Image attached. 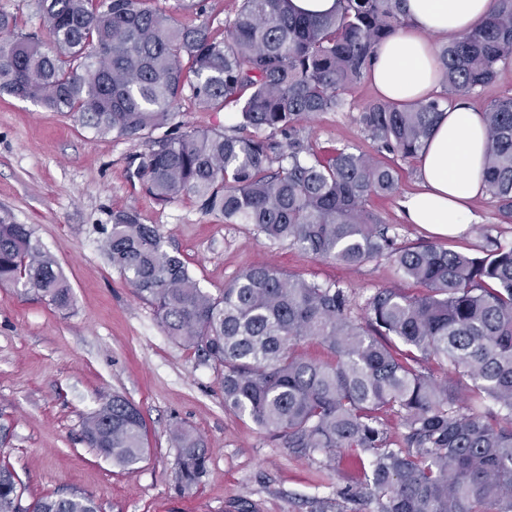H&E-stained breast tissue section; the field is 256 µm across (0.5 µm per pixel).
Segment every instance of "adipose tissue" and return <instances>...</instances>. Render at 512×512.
Masks as SVG:
<instances>
[{
	"label": "adipose tissue",
	"mask_w": 512,
	"mask_h": 512,
	"mask_svg": "<svg viewBox=\"0 0 512 512\" xmlns=\"http://www.w3.org/2000/svg\"><path fill=\"white\" fill-rule=\"evenodd\" d=\"M409 25L381 43L369 76L382 100L404 104L433 98L437 66L432 37L458 38L488 14L490 0H404ZM486 131L481 113L449 107L418 156L421 191L402 206L413 224L448 236L470 224L469 200L484 195Z\"/></svg>",
	"instance_id": "1"
}]
</instances>
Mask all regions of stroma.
Instances as JSON below:
<instances>
[{"label": "stroma", "instance_id": "stroma-1", "mask_svg": "<svg viewBox=\"0 0 512 512\" xmlns=\"http://www.w3.org/2000/svg\"><path fill=\"white\" fill-rule=\"evenodd\" d=\"M344 98L341 110L304 123L300 138L327 151H371L359 122L377 99L370 82ZM144 150V141L103 138L70 115L0 97V214L31 228L75 299L73 309L61 312L0 285V460L19 480L26 505L44 495L81 494L100 512H321L346 483L350 453L332 469L320 453L291 456L251 421L226 411L217 369L167 336L152 305L99 251V228L111 223L113 211H137L143 223L159 226L167 249L213 293L249 265L336 283L360 305L379 288L416 285L383 257L346 267L271 243L252 225L202 214L188 198L156 201L129 176L131 159ZM390 161L398 192L368 205L391 226L397 244L434 240L483 256L512 243V223L501 220L489 194L471 202L473 221L461 234L437 238L407 223L400 201L419 188L417 162L397 155ZM112 394L133 403L148 430L147 453L129 472L83 439L84 418ZM177 425L192 428L208 449L206 473L189 490L181 487L179 451L169 437Z\"/></svg>", "mask_w": 512, "mask_h": 512}]
</instances>
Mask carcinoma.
<instances>
[{"mask_svg":"<svg viewBox=\"0 0 512 512\" xmlns=\"http://www.w3.org/2000/svg\"><path fill=\"white\" fill-rule=\"evenodd\" d=\"M155 2L37 0L48 46L0 13V93L65 112L101 136L139 140L163 128L132 171L156 199L191 198L205 215L348 267L385 256L420 291L379 288L357 317L344 289L260 265L213 294L134 210L101 225L107 262L172 340L219 369L226 410L295 457L358 453L339 491L352 512L371 504V512H512V245L483 257L432 242L398 247L367 208L371 197L397 191L379 156L417 158L443 112L512 60V0H491L479 27L438 50L444 96L373 102L360 123L374 153L323 155L296 137L297 125L342 109L377 47L407 25L403 0H338L315 18L294 13L290 0H241L222 31L178 20ZM187 103L234 106L236 123L229 133L185 127L177 117ZM483 119L488 191L511 223L512 96L491 99ZM0 284L59 311L74 305L54 258L6 213ZM308 341L329 358L298 352ZM462 387L470 412L460 406ZM392 414L404 429L399 441ZM170 437L191 488L205 473L207 448L184 426ZM83 438L124 471L147 449L141 412L117 394L86 416ZM21 500L1 463L0 512H99L77 494L28 508Z\"/></svg>","mask_w":512,"mask_h":512,"instance_id":"cac0c4a2","label":"carcinoma"}]
</instances>
